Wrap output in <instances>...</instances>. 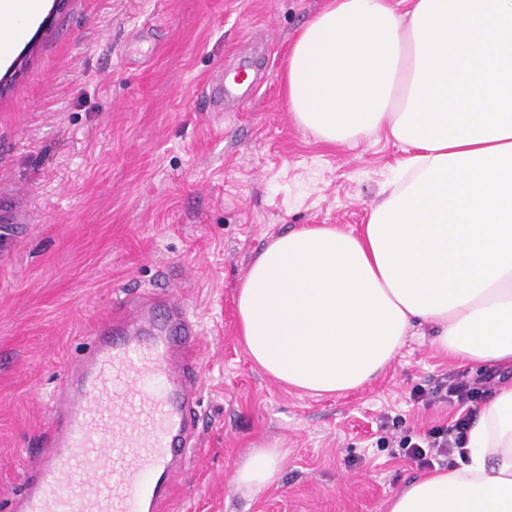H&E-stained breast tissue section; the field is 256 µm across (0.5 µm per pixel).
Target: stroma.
<instances>
[{"instance_id":"stroma-1","label":"stroma","mask_w":512,"mask_h":512,"mask_svg":"<svg viewBox=\"0 0 512 512\" xmlns=\"http://www.w3.org/2000/svg\"><path fill=\"white\" fill-rule=\"evenodd\" d=\"M324 0H44L0 77V512L30 477L47 403L87 330L135 292L172 291L201 331L199 441L166 512H388L422 469L385 442L460 410L414 394L483 376L407 336L373 382L309 396L248 359L236 291L271 237L307 224L360 232L404 157L385 133L327 146L294 121L281 75ZM151 51L126 60L131 36ZM258 62L266 83L213 111L210 78ZM282 444L277 486L235 470Z\"/></svg>"}]
</instances>
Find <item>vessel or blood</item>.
<instances>
[{
  "label": "vessel or blood",
  "instance_id": "obj_1",
  "mask_svg": "<svg viewBox=\"0 0 512 512\" xmlns=\"http://www.w3.org/2000/svg\"><path fill=\"white\" fill-rule=\"evenodd\" d=\"M197 322L141 293L89 332L48 408L47 450L11 512H162L195 445Z\"/></svg>",
  "mask_w": 512,
  "mask_h": 512
}]
</instances>
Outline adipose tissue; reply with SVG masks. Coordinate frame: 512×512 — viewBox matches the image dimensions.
I'll use <instances>...</instances> for the list:
<instances>
[{
    "label": "adipose tissue",
    "mask_w": 512,
    "mask_h": 512,
    "mask_svg": "<svg viewBox=\"0 0 512 512\" xmlns=\"http://www.w3.org/2000/svg\"><path fill=\"white\" fill-rule=\"evenodd\" d=\"M43 0H0V56ZM296 123L327 145L383 131L406 154L360 233L274 236L236 294L248 358L315 396L373 381L414 326L462 365L512 370V0H327L284 73ZM467 453L411 480L388 512H512V381ZM286 453L252 448L238 488L275 485Z\"/></svg>",
    "instance_id": "ef3b65f1"
}]
</instances>
